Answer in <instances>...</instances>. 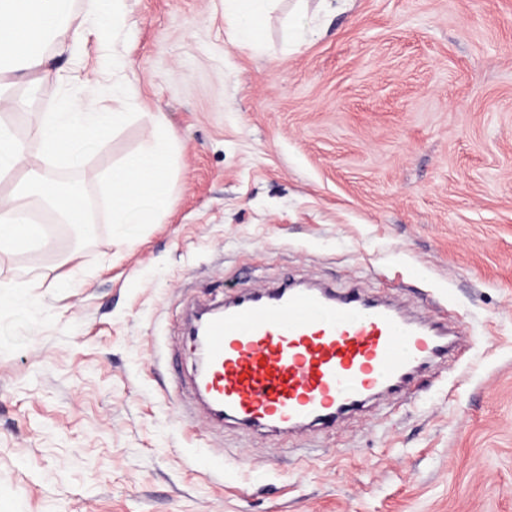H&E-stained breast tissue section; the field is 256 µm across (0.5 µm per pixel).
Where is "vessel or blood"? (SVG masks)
Returning <instances> with one entry per match:
<instances>
[{"label":"vessel or blood","mask_w":512,"mask_h":512,"mask_svg":"<svg viewBox=\"0 0 512 512\" xmlns=\"http://www.w3.org/2000/svg\"><path fill=\"white\" fill-rule=\"evenodd\" d=\"M447 351L440 332L388 304L290 282L225 303L207 327L208 369L194 389L216 424L325 427L401 390L415 365Z\"/></svg>","instance_id":"vessel-or-blood-1"}]
</instances>
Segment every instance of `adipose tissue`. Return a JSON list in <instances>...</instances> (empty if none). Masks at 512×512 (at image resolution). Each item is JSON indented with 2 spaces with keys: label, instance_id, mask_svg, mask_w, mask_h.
<instances>
[{
  "label": "adipose tissue",
  "instance_id": "1",
  "mask_svg": "<svg viewBox=\"0 0 512 512\" xmlns=\"http://www.w3.org/2000/svg\"><path fill=\"white\" fill-rule=\"evenodd\" d=\"M70 0H0V62L11 65V77L0 74V112H30L26 99L13 92L16 82L38 87L49 55L55 49L74 51L85 39L79 25L64 24L71 15ZM30 136L18 137L12 126L0 122V171L21 170L24 180L0 196V252L47 246V234L38 211L51 212L55 222L68 225L77 239L92 238L96 226L82 203L58 195L50 161L70 162L75 131L106 145L112 134L136 118H143L151 133L138 152L127 155L102 177V200L112 223L153 224L168 209L171 193L166 166L174 139L162 113L94 112L83 93L70 96L61 108L30 112Z\"/></svg>",
  "mask_w": 512,
  "mask_h": 512
}]
</instances>
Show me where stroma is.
<instances>
[{
    "mask_svg": "<svg viewBox=\"0 0 512 512\" xmlns=\"http://www.w3.org/2000/svg\"><path fill=\"white\" fill-rule=\"evenodd\" d=\"M123 12L91 22L113 50L88 36L15 90L58 106L77 68L91 110L164 113L171 205L130 244L105 218L0 254V282L42 281L0 310V512H512V0H275L249 48L224 0ZM108 70L135 95L113 101ZM149 133L84 139L55 172L97 203ZM288 277L467 334L407 398L310 435L188 417L187 307Z\"/></svg>",
    "mask_w": 512,
    "mask_h": 512,
    "instance_id": "obj_1",
    "label": "stroma"
}]
</instances>
